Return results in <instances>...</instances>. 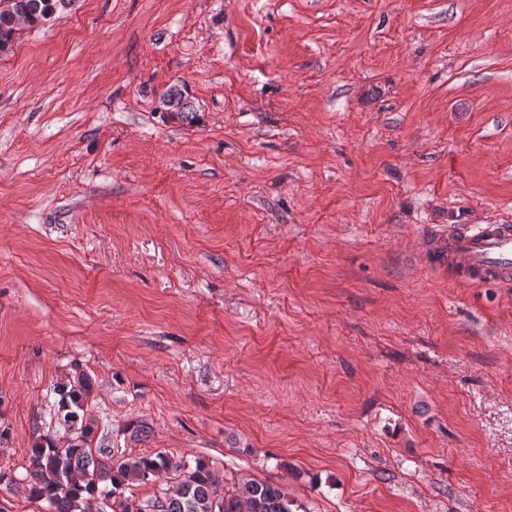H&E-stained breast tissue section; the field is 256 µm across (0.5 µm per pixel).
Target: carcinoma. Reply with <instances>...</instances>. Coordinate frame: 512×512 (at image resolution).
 Returning a JSON list of instances; mask_svg holds the SVG:
<instances>
[{
	"instance_id": "obj_1",
	"label": "carcinoma",
	"mask_w": 512,
	"mask_h": 512,
	"mask_svg": "<svg viewBox=\"0 0 512 512\" xmlns=\"http://www.w3.org/2000/svg\"><path fill=\"white\" fill-rule=\"evenodd\" d=\"M72 0H7L0 9V53L12 50L19 24L39 27L56 16ZM163 102L184 120L194 112L183 90L169 88ZM91 394L90 379L83 375L62 390L60 418L74 430L62 446L44 437L31 448L28 474L33 499L47 503L48 512H87L90 500L101 497L111 512H292L288 488L269 481L252 480L235 491H224L206 463L194 465L157 452L146 456L116 454L108 448H92L94 429L78 423V410ZM162 473L172 474L166 487L143 501L125 495L133 483H146Z\"/></svg>"
}]
</instances>
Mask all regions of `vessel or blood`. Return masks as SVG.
Masks as SVG:
<instances>
[{
  "label": "vessel or blood",
  "mask_w": 512,
  "mask_h": 512,
  "mask_svg": "<svg viewBox=\"0 0 512 512\" xmlns=\"http://www.w3.org/2000/svg\"><path fill=\"white\" fill-rule=\"evenodd\" d=\"M448 258L472 283L512 282V225L480 224L448 234Z\"/></svg>",
  "instance_id": "obj_1"
}]
</instances>
